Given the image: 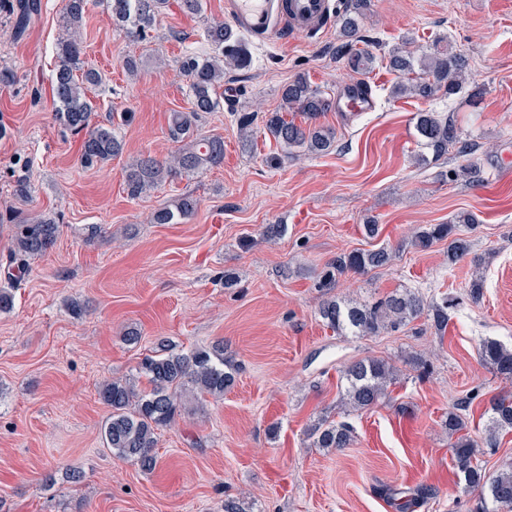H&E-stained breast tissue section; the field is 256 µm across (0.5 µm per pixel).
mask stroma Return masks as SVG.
Instances as JSON below:
<instances>
[{"instance_id":"1","label":"stroma","mask_w":512,"mask_h":512,"mask_svg":"<svg viewBox=\"0 0 512 512\" xmlns=\"http://www.w3.org/2000/svg\"><path fill=\"white\" fill-rule=\"evenodd\" d=\"M41 4L19 39L0 11V68L15 74L0 84V288L14 299L0 313V512H224L228 499L244 512H396L392 488L422 489L413 512H473L443 422L466 403L487 473L512 467V432L492 439L487 431L489 402L512 395V380L479 355L487 339L512 347V175L496 171L512 157V0H371L361 30L380 61L358 75L336 53L337 23L267 42L245 37L249 63L225 70L223 106L195 127L223 138V165L139 199L125 190L126 166L177 150L170 116L191 108L179 65L211 52L206 29L226 20L224 0H203L198 15L170 6L142 39L116 30L104 6L90 8L83 59L102 76L88 92L93 121L131 115L118 129L123 154L91 168L80 161V136L55 119L64 0ZM438 40L468 57L464 93L392 99L399 76L382 56ZM129 56L140 63L134 77ZM300 73L335 100L367 84L374 109L326 112L320 121L336 131L334 150L273 167L280 146L260 130L244 145L235 115L275 111L280 87ZM478 89L482 97L469 103ZM424 110L453 115L476 144L477 178L458 177L456 155L424 160L415 128ZM185 195L197 202L190 217L152 223L154 210ZM461 211L479 219L462 231L470 256L452 266L445 244L412 246L414 232ZM20 215L55 218L61 229L56 245L21 269L11 261ZM370 218L382 227L371 241L360 232ZM93 224L101 227L94 236ZM268 224L285 225L284 235L264 240ZM383 246L394 251L388 265L318 288L336 255ZM228 273L237 278L230 288ZM476 275L477 301L468 288ZM407 289L447 301L444 337L423 316L357 336L318 314L327 295L369 303ZM72 297L86 306L81 318L66 309ZM131 329L138 343L125 342ZM162 339L185 353L223 342L234 383L223 398L185 403L159 430V465L146 474L106 448L110 410L98 390L135 375ZM369 358L393 366L390 394L371 410H346L343 371ZM321 419L348 422L351 445L315 447L310 429ZM74 471L80 480H70Z\"/></svg>"}]
</instances>
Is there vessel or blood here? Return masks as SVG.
Listing matches in <instances>:
<instances>
[{"label":"vessel or blood","instance_id":"obj_1","mask_svg":"<svg viewBox=\"0 0 512 512\" xmlns=\"http://www.w3.org/2000/svg\"><path fill=\"white\" fill-rule=\"evenodd\" d=\"M224 7L243 32L266 40L277 38L280 17L299 32L325 25L334 13V0H225Z\"/></svg>","mask_w":512,"mask_h":512}]
</instances>
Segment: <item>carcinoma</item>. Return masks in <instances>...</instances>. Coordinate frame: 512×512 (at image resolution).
<instances>
[{
	"instance_id": "obj_1",
	"label": "carcinoma",
	"mask_w": 512,
	"mask_h": 512,
	"mask_svg": "<svg viewBox=\"0 0 512 512\" xmlns=\"http://www.w3.org/2000/svg\"><path fill=\"white\" fill-rule=\"evenodd\" d=\"M96 0H66L63 11L65 37L57 44L58 65L52 78L54 97L59 104L56 120L65 129L79 134L86 132L81 142V160L87 165L104 163L121 154L125 143L112 125H92L94 106L88 97V88L99 84L101 77L92 68H85L83 55V24L85 15ZM369 0H350L344 14L338 18L343 42L337 52L346 59L348 68L363 72L373 68L376 58L358 44L366 42L361 34L360 19ZM169 7V0H108L112 20L119 30L133 37L143 38L152 29L160 15ZM13 16L16 32H22L37 14V0H19L7 5ZM207 40L213 54L201 57L188 55L181 61V70L189 79L191 110L171 115L169 135L182 143L167 160L148 155L130 163L125 174L128 196L139 198L158 185L178 176H189L203 168L224 164V140L220 137H190L191 129L203 113L215 111L223 97L224 69L244 67L248 63L245 43L234 30L223 22L210 25ZM389 69L407 78L392 89V95L411 94L429 100L439 93H458L467 77L468 59L460 51L433 47L421 55L405 47L392 50L387 59ZM331 107V99L304 74L296 75L280 90V108L264 116L263 126L283 151L273 156L269 164L276 166L288 150L300 149L308 154L322 155L336 147V131L316 123L317 118ZM299 113L305 124H298L288 114ZM416 130L425 146L438 162L453 150L466 158L460 176L476 177L478 165L472 160L474 144L462 139L452 116L437 112L418 114ZM196 209V200L182 196L174 208L164 207L154 212L153 223L171 224L190 216ZM476 218L468 212L457 214L450 224H431L418 231L411 244L426 250L441 242H448V265L454 266L469 254L470 241L457 233V225L474 224ZM17 252L23 257L40 255L52 247L60 235V225L51 218L35 217L19 224ZM392 250L386 247L356 249L336 256L319 277L318 287L333 288L336 279L347 273L362 275L387 265ZM319 313L329 327L336 331H350L358 335L375 334L391 326L401 325L422 314H427L435 334L443 336L448 327V306L429 303L415 293L392 294L373 306H356L336 300L320 305ZM162 354L147 356L139 364L138 376L114 379L99 390L101 402L111 413L103 427L106 447L118 457L135 462L141 471L151 473L158 463L154 451L157 431L174 422L181 412L187 395L224 397L233 376L224 370V346L215 344L209 349L190 353L174 352L165 341L158 342ZM481 359L497 374L512 378V348L497 340L488 339L480 347ZM144 378L148 387H139ZM348 383L347 400L355 410L369 409L388 394L393 374L383 360L365 359L350 364L345 370ZM491 429L512 431V398L503 397L491 402ZM448 434L457 436L453 444V458L466 484L480 490L475 512H487L488 505L499 512H512V469L495 476H486L478 465L476 449L471 439L461 431L467 428L465 420L455 412L448 413L444 422ZM317 448L347 447L353 440V429L346 423L321 420L311 428Z\"/></svg>"
}]
</instances>
